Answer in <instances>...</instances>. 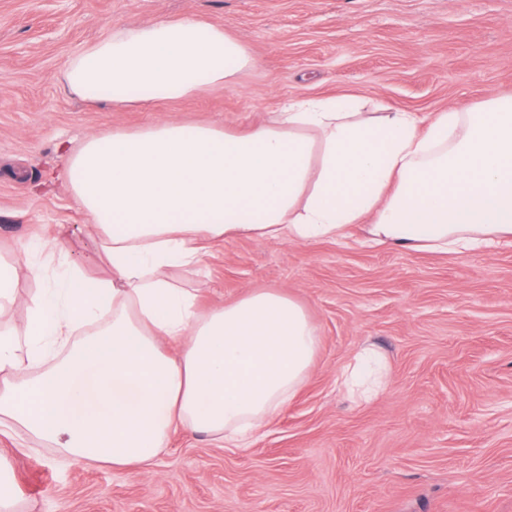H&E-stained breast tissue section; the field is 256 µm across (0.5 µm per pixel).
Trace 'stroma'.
<instances>
[{"instance_id": "35a3bbf8", "label": "stroma", "mask_w": 512, "mask_h": 512, "mask_svg": "<svg viewBox=\"0 0 512 512\" xmlns=\"http://www.w3.org/2000/svg\"><path fill=\"white\" fill-rule=\"evenodd\" d=\"M187 18L248 47L233 85L140 108L65 88L100 39ZM343 95L422 115L512 96V0H0V256L42 236L89 252L61 140L163 117L240 131ZM174 278L204 311L253 290L302 305L319 338L305 384L249 447L175 432L142 471L0 434L21 512H512V243L442 254L352 224L335 241L230 239ZM366 346L388 377L360 404L336 377Z\"/></svg>"}]
</instances>
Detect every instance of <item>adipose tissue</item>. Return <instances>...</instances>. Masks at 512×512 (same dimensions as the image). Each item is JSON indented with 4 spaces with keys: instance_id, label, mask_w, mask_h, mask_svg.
Segmentation results:
<instances>
[{
    "instance_id": "obj_1",
    "label": "adipose tissue",
    "mask_w": 512,
    "mask_h": 512,
    "mask_svg": "<svg viewBox=\"0 0 512 512\" xmlns=\"http://www.w3.org/2000/svg\"><path fill=\"white\" fill-rule=\"evenodd\" d=\"M252 64L223 26L192 19L127 29L70 58L88 101L174 100L232 84ZM67 181L91 216L95 251L23 245L45 282L20 299L0 261V430L74 460L151 467L173 431L251 441L310 374L318 338L293 298L253 291L197 310L176 268L234 237L333 239L368 223L374 243L441 252L512 241V97L421 118L354 109L350 97L292 99L240 133L174 119L86 136ZM109 273L93 277L89 265ZM25 302L24 323L5 313ZM180 344L170 354L164 341Z\"/></svg>"
}]
</instances>
